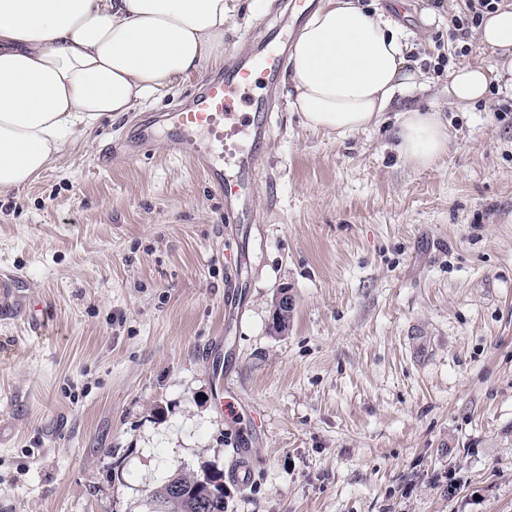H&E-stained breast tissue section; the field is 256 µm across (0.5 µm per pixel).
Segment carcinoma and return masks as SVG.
Returning a JSON list of instances; mask_svg holds the SVG:
<instances>
[{"mask_svg": "<svg viewBox=\"0 0 512 512\" xmlns=\"http://www.w3.org/2000/svg\"><path fill=\"white\" fill-rule=\"evenodd\" d=\"M201 474L176 471L151 494V512H224V491L213 486L207 495L198 488Z\"/></svg>", "mask_w": 512, "mask_h": 512, "instance_id": "obj_1", "label": "carcinoma"}]
</instances>
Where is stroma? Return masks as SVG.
<instances>
[{"label": "stroma", "instance_id": "obj_1", "mask_svg": "<svg viewBox=\"0 0 512 512\" xmlns=\"http://www.w3.org/2000/svg\"><path fill=\"white\" fill-rule=\"evenodd\" d=\"M360 2L432 80L406 105L493 61L474 33L457 52L464 0ZM264 33L238 0L224 50ZM223 70L0 195V512H148L174 470L228 469L236 447L251 479H225L224 512H512V99L446 110L426 169L396 151L398 107L340 137L281 105L238 226L164 144L114 148Z\"/></svg>", "mask_w": 512, "mask_h": 512}]
</instances>
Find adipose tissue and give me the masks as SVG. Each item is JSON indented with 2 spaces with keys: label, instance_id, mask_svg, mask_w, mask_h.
<instances>
[{
  "label": "adipose tissue",
  "instance_id": "adipose-tissue-1",
  "mask_svg": "<svg viewBox=\"0 0 512 512\" xmlns=\"http://www.w3.org/2000/svg\"><path fill=\"white\" fill-rule=\"evenodd\" d=\"M232 0H0V193L33 181L106 115L134 110L224 57ZM491 67L448 74L449 106L512 98V10L486 13ZM383 10L324 0L296 37L288 105L314 131L376 127L394 99L428 84ZM399 152L427 167L448 151L441 108L399 114Z\"/></svg>",
  "mask_w": 512,
  "mask_h": 512
}]
</instances>
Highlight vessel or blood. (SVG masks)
Wrapping results in <instances>:
<instances>
[{
  "label": "vessel or blood",
  "instance_id": "obj_1",
  "mask_svg": "<svg viewBox=\"0 0 512 512\" xmlns=\"http://www.w3.org/2000/svg\"><path fill=\"white\" fill-rule=\"evenodd\" d=\"M318 0H285V17L253 49L227 59L223 73L198 84L187 100L171 112L151 114L125 140L128 157L150 154L157 142H165L171 156L187 160L224 203V221L251 224L256 194L259 148L271 136L276 110L278 79L290 42L299 24L312 13ZM265 93L249 94L253 84ZM246 111H237L238 103ZM242 132L246 145L226 149L225 133Z\"/></svg>",
  "mask_w": 512,
  "mask_h": 512
}]
</instances>
